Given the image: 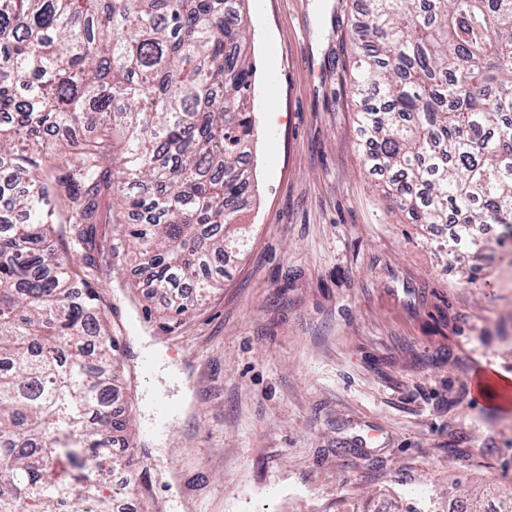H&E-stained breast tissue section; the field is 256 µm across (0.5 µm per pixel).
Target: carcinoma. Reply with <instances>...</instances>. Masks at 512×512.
<instances>
[{"mask_svg":"<svg viewBox=\"0 0 512 512\" xmlns=\"http://www.w3.org/2000/svg\"><path fill=\"white\" fill-rule=\"evenodd\" d=\"M244 3L0 0V512H116L101 485L144 483L116 450L120 337L92 283L132 249L182 315L244 246ZM350 32L368 162L413 223L451 212V241L479 250L512 224V0H365Z\"/></svg>","mask_w":512,"mask_h":512,"instance_id":"obj_1","label":"carcinoma"}]
</instances>
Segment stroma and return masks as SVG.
<instances>
[{
  "instance_id": "obj_1",
  "label": "stroma",
  "mask_w": 512,
  "mask_h": 512,
  "mask_svg": "<svg viewBox=\"0 0 512 512\" xmlns=\"http://www.w3.org/2000/svg\"><path fill=\"white\" fill-rule=\"evenodd\" d=\"M360 0H250L248 243L178 319L133 256L104 272L123 338L129 512H468L512 485V237L479 254L410 223L366 162L351 97ZM185 403L157 422L152 402ZM499 377L489 367H480L474 376V395L477 401L498 393L497 384Z\"/></svg>"
}]
</instances>
